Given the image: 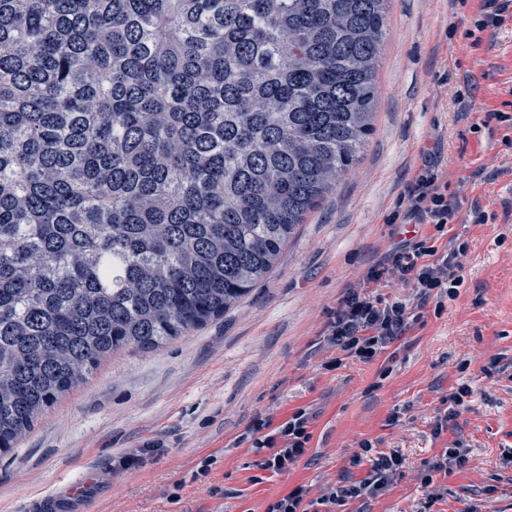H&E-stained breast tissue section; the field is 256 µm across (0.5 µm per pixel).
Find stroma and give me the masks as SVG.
I'll return each instance as SVG.
<instances>
[{"mask_svg": "<svg viewBox=\"0 0 512 512\" xmlns=\"http://www.w3.org/2000/svg\"><path fill=\"white\" fill-rule=\"evenodd\" d=\"M485 0H390L376 71L374 132L356 166L299 225L268 278L223 316L179 340L106 357L0 453V512H32L59 486L100 471L79 512H264L294 486L363 476L361 441L399 450L407 476L366 512H415L411 470L453 443L460 471L437 475L432 512H512V4L475 32ZM431 158L461 204L464 281L442 313L425 309L375 361L333 354L328 314L347 288L421 226L403 222ZM480 205L488 217L476 224ZM475 394L441 434L434 418L459 384ZM307 408L312 439L290 471H261L238 441L252 421ZM397 423H389L392 413ZM134 457L128 467L112 459ZM207 475H200L204 459Z\"/></svg>", "mask_w": 512, "mask_h": 512, "instance_id": "stroma-1", "label": "stroma"}]
</instances>
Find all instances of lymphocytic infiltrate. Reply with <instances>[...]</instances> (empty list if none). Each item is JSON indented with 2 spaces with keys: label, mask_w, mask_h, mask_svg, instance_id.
Masks as SVG:
<instances>
[{
  "label": "lymphocytic infiltrate",
  "mask_w": 512,
  "mask_h": 512,
  "mask_svg": "<svg viewBox=\"0 0 512 512\" xmlns=\"http://www.w3.org/2000/svg\"><path fill=\"white\" fill-rule=\"evenodd\" d=\"M459 210L457 196L449 193L438 172L423 168L408 194L407 219L432 227L435 238L440 239L454 226ZM464 254L463 248H439L423 239L407 240L390 251L383 262L367 273L363 283L348 289L330 313L329 341L340 354L323 362V369H338L347 359L374 361L412 325L421 322L427 303H434L436 311H443L447 297L462 282ZM392 279L409 286L410 294L391 299L376 294L380 283ZM311 438L308 414L300 408L277 425L268 418L253 420L239 441L265 452L263 469L282 473L306 454ZM468 454V449L458 444L423 463L417 479L424 497L417 512H430L441 496L434 484L435 475L464 469ZM351 463L365 466L363 478L340 481L315 499L309 498L306 486H295L269 503L265 512H343L350 504L383 494L405 474V459L399 450L382 452L366 442L360 443L352 454Z\"/></svg>",
  "instance_id": "1"
}]
</instances>
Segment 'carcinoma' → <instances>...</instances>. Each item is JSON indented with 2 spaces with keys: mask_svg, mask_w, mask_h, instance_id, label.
I'll use <instances>...</instances> for the list:
<instances>
[{
  "mask_svg": "<svg viewBox=\"0 0 512 512\" xmlns=\"http://www.w3.org/2000/svg\"><path fill=\"white\" fill-rule=\"evenodd\" d=\"M389 0H0V442L223 314L373 132Z\"/></svg>",
  "mask_w": 512,
  "mask_h": 512,
  "instance_id": "obj_1",
  "label": "carcinoma"
}]
</instances>
